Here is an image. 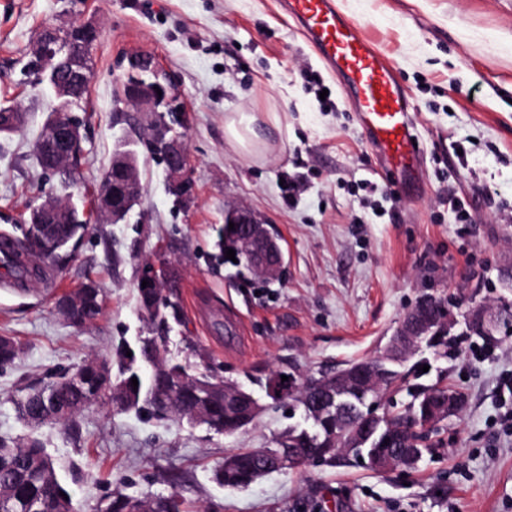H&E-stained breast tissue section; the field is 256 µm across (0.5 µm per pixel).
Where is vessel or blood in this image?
<instances>
[{
	"instance_id": "obj_1",
	"label": "vessel or blood",
	"mask_w": 512,
	"mask_h": 512,
	"mask_svg": "<svg viewBox=\"0 0 512 512\" xmlns=\"http://www.w3.org/2000/svg\"><path fill=\"white\" fill-rule=\"evenodd\" d=\"M283 2L354 101L367 142L386 170L404 185H419L420 153L410 102L363 26L338 13L333 0Z\"/></svg>"
}]
</instances>
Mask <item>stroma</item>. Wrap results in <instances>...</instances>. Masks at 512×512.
Returning a JSON list of instances; mask_svg holds the SVG:
<instances>
[{
	"instance_id": "1",
	"label": "stroma",
	"mask_w": 512,
	"mask_h": 512,
	"mask_svg": "<svg viewBox=\"0 0 512 512\" xmlns=\"http://www.w3.org/2000/svg\"><path fill=\"white\" fill-rule=\"evenodd\" d=\"M359 21L397 73L412 108L423 181L398 192L367 147L356 108L280 0H0V107L21 113L0 134V237H22L34 206L71 197L87 220L77 248L41 278L0 277V336L18 343L0 369V437L35 435L75 503L93 512L113 491L149 498L178 493L190 512H512V430L500 421L502 378L512 376V317L492 340L467 333L477 309L512 310V0H336ZM91 23L92 79L73 115L82 152L73 180L40 166L35 142L54 98L29 64L40 33ZM146 52L170 74L187 109L192 196L176 204L168 173L142 138L141 115L117 99V61ZM321 78L308 89L305 71ZM233 112H273L280 127L264 155H239L225 140ZM135 150L145 190L127 217L100 223L95 200L118 144ZM465 148L457 156V148ZM498 194L490 195L486 186ZM469 214L459 223L449 200ZM240 203L277 231L282 278L263 282L214 257L224 207ZM171 268L167 296L178 319L142 312L147 268ZM92 281L103 310L70 324L58 296ZM446 299L456 325L448 354L421 349V384L463 391L462 412L439 425L441 446L412 470L335 467L273 473L245 490L211 478L235 448H268L301 409L268 397L260 378L380 356L418 301ZM163 335L166 356L205 351L221 376L249 388L262 409L245 429L112 410L81 412L78 434L30 429L11 397L27 384L91 357Z\"/></svg>"
}]
</instances>
